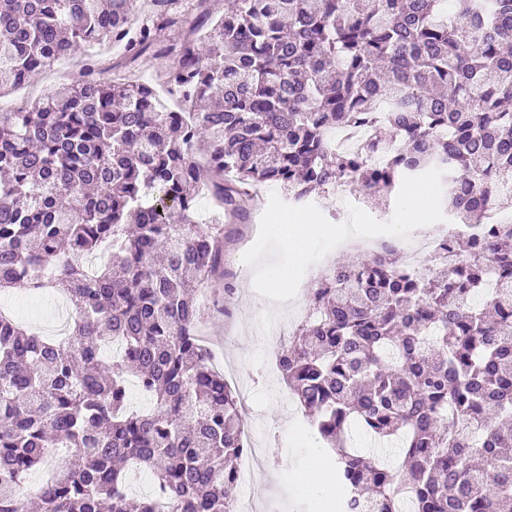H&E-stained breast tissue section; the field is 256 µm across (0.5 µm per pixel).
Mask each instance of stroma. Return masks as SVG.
Wrapping results in <instances>:
<instances>
[{"instance_id": "1", "label": "stroma", "mask_w": 512, "mask_h": 512, "mask_svg": "<svg viewBox=\"0 0 512 512\" xmlns=\"http://www.w3.org/2000/svg\"><path fill=\"white\" fill-rule=\"evenodd\" d=\"M77 77L75 62H55L25 89L10 94L9 100L20 106L28 104ZM308 201L334 223L347 221V207L351 204L381 222L390 220L395 210L394 201L377 204L350 193L334 200L316 191ZM261 217V211L257 210L250 223L234 225L231 240L224 245V269L229 278L224 282L213 281L202 291L212 302L230 298L233 311V321L229 324L220 313L209 314L205 321L206 334L232 388L248 396L245 430L254 448L266 459L265 464L251 473L255 512H324L316 486L303 483L299 475L316 459L326 478L331 480L335 477V464L273 368L275 353L283 339L271 333L272 325L290 322L307 305V293L319 277L315 270H307L295 297L284 303L272 302L255 291L254 270L243 262L242 256L258 237ZM228 285L233 288L229 297L224 294ZM70 311L71 306L66 302L58 307L46 305L19 315L18 320L29 331L54 338L68 333Z\"/></svg>"}]
</instances>
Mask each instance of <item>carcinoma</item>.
Wrapping results in <instances>:
<instances>
[{
  "mask_svg": "<svg viewBox=\"0 0 512 512\" xmlns=\"http://www.w3.org/2000/svg\"><path fill=\"white\" fill-rule=\"evenodd\" d=\"M169 3L0 0V95L124 49L116 80L87 56L82 83L0 112V293L57 288L74 309L64 342L0 317V512H233L245 420L195 292L260 187L384 199L436 167L461 225L512 199V0H233L139 83ZM510 240L512 222L490 246L455 237L424 276L375 254L311 289L279 371L335 457L339 512H512ZM354 425L398 438L401 470L349 447ZM134 468L153 485L136 502ZM173 61L172 56L147 55L141 58L133 66L138 71L137 77L140 82L154 84L160 73Z\"/></svg>",
  "mask_w": 512,
  "mask_h": 512,
  "instance_id": "carcinoma-1",
  "label": "carcinoma"
}]
</instances>
